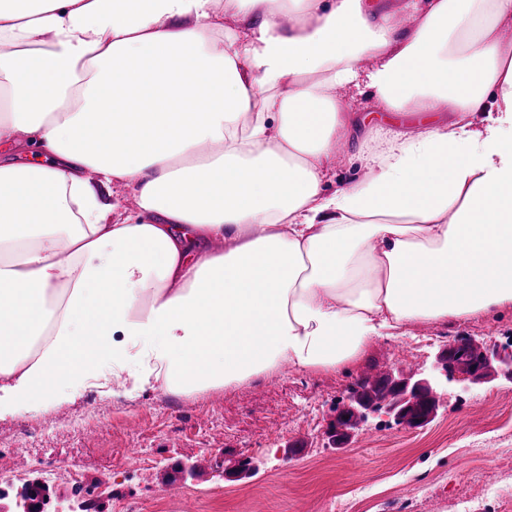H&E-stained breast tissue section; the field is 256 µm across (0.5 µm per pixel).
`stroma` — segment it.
Wrapping results in <instances>:
<instances>
[{
	"label": "stroma",
	"mask_w": 512,
	"mask_h": 512,
	"mask_svg": "<svg viewBox=\"0 0 512 512\" xmlns=\"http://www.w3.org/2000/svg\"><path fill=\"white\" fill-rule=\"evenodd\" d=\"M369 140L387 148L415 135L412 119L389 120L374 103H352ZM512 336V308L444 323L409 325L376 338L348 369L300 373L289 367L238 387L190 396L163 388L129 399L116 382L81 389L67 402L0 421V512H15L28 475L50 468L57 500L75 487L97 512H512V383L462 392L426 427L372 420L340 448L325 429L338 399L366 373L411 371L456 337ZM407 351L400 361L398 351ZM258 472L237 476L239 460ZM195 465L182 475L179 462Z\"/></svg>",
	"instance_id": "stroma-1"
}]
</instances>
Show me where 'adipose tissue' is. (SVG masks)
Listing matches in <instances>:
<instances>
[{
    "label": "adipose tissue",
    "mask_w": 512,
    "mask_h": 512,
    "mask_svg": "<svg viewBox=\"0 0 512 512\" xmlns=\"http://www.w3.org/2000/svg\"><path fill=\"white\" fill-rule=\"evenodd\" d=\"M510 28L512 0H0V140L49 158L0 162V420L512 307ZM340 89L423 121L329 194ZM112 200L118 207L112 213L113 222H121L137 209L135 199L121 187H112Z\"/></svg>",
    "instance_id": "obj_1"
}]
</instances>
